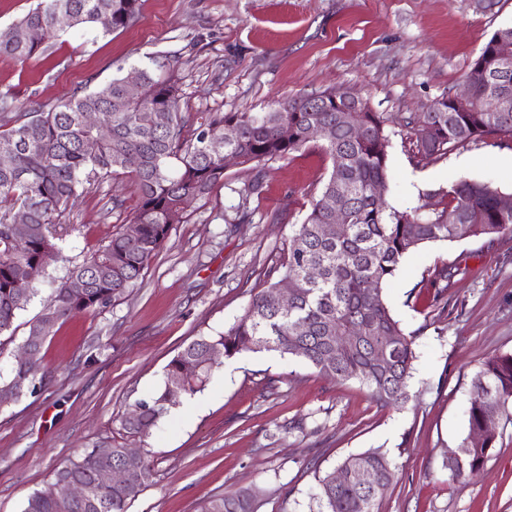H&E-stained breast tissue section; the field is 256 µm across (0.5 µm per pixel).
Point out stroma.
Returning a JSON list of instances; mask_svg holds the SVG:
<instances>
[{"label":"stroma","instance_id":"stroma-1","mask_svg":"<svg viewBox=\"0 0 512 512\" xmlns=\"http://www.w3.org/2000/svg\"><path fill=\"white\" fill-rule=\"evenodd\" d=\"M512 27V0H141V19L116 32L71 31L19 62L0 49V98L14 111L53 105L133 75L150 57L179 56L181 112H265L284 98L347 87L388 117V200L423 204L425 191L462 177L512 194V136L492 134L423 159L395 116L422 119L460 91L492 34ZM321 141L268 163L260 196L233 166L192 202L137 287L96 312L59 322L43 341L48 374L35 393L0 405V512H21L54 471L88 448L144 450L149 486L128 512H198L213 497L262 487L259 512H317L318 476L346 456L385 452L396 475L379 512H512V423L476 476L444 469L468 441L463 409L490 354H512V234L429 243L405 258L386 300L417 337L412 390L402 407L374 401L358 381L331 380L276 352L223 360L200 392L168 410L150 435L121 421L163 383L165 367L199 337L243 314L288 253L297 224L328 180ZM131 181L88 186L62 218L59 256L9 333L0 374L75 264L129 224ZM459 268L454 280L440 270Z\"/></svg>","mask_w":512,"mask_h":512}]
</instances>
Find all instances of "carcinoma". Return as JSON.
Masks as SVG:
<instances>
[{
	"label": "carcinoma",
	"mask_w": 512,
	"mask_h": 512,
	"mask_svg": "<svg viewBox=\"0 0 512 512\" xmlns=\"http://www.w3.org/2000/svg\"><path fill=\"white\" fill-rule=\"evenodd\" d=\"M106 11L110 26L123 30L140 19V0H41L15 23L0 29V47L25 62L45 50V39L98 25ZM176 56L157 55L139 69L141 92L131 99L124 79L116 77L91 91L76 90L47 110L16 112L0 108V153H12L16 163L0 169V335L9 331L18 311L35 292L49 261L60 254L61 219L85 186L129 177L135 184L139 206L133 223L140 225L135 242L117 232L89 258L76 266L55 288L50 304L31 329L28 340L34 353L15 359L11 378L0 384L17 399L35 391L45 377L40 356L41 339L56 324L77 314L94 312L135 287L171 226L181 222L185 204L206 197L224 178V157L208 151L206 139L233 125L237 137L227 150L240 164L255 170L244 193L263 192L262 166L286 160L329 128L323 150L332 172L310 210L297 225L282 273L267 281L252 297L244 313L224 334L200 337L185 346L165 367L163 386L149 399L140 400L121 422L129 434L148 435L169 408L184 395L194 394L209 382L218 358L213 349L230 359L245 349L267 350L295 357L334 380H358L373 400L399 405L412 398L411 381L417 360L416 337L407 333L385 300V289L402 261L420 246L454 242L468 237L512 233V211L496 207L498 188L477 179H459L427 192L435 205L398 209L374 189L389 188L386 132L389 119L377 112H353L349 122L334 101L335 89L286 99L268 112H213L206 129L187 138L191 117L179 112V70ZM512 93V70L474 81L473 100L464 112H427L420 124L412 117L398 118L416 136L418 154L425 159L446 154L451 147L486 134L512 133V112H490L488 99L498 91ZM168 121H157L160 112ZM97 112L112 125L101 138L84 126L81 115ZM29 212L28 231L17 239L12 231L15 213ZM344 213V232L326 233ZM319 276L311 280L306 269ZM293 286L288 310L279 307L281 283ZM351 325L362 335L348 347L336 338ZM384 348L387 362L379 365L377 350ZM473 397L464 414L469 433H486V443L470 448L460 466L445 462L452 474H477L497 442L501 420L512 421V354H491L472 379ZM96 449L86 450L54 472L60 487L56 497L31 493L22 512H127L152 481L147 456L122 446L111 448L112 464L124 468L131 487L103 485L96 477ZM342 471L346 479L336 482ZM394 478L386 453L370 449L351 454L332 471L318 477L311 498L318 512H379L385 489ZM78 480L86 497L75 499L67 485ZM262 490H242L201 505V512H258Z\"/></svg>",
	"instance_id": "1"
}]
</instances>
